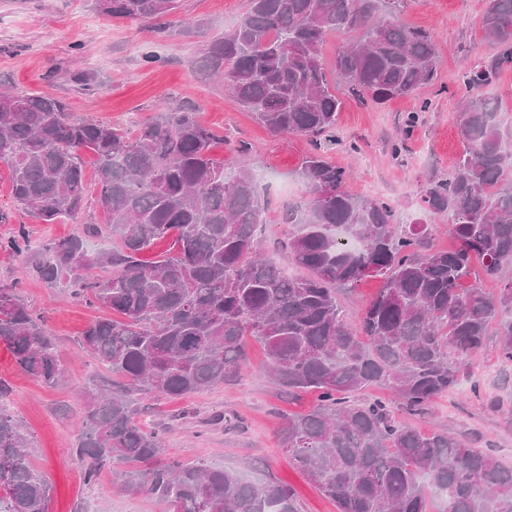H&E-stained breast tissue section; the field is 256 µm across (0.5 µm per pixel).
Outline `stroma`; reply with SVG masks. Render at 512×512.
<instances>
[{
    "label": "stroma",
    "instance_id": "1",
    "mask_svg": "<svg viewBox=\"0 0 512 512\" xmlns=\"http://www.w3.org/2000/svg\"><path fill=\"white\" fill-rule=\"evenodd\" d=\"M247 0H179L177 12L155 26L113 19L94 10L90 0H0V90L50 96L64 101L73 116L135 133L160 108L197 111L198 120L218 139L212 149L228 165L235 150L247 146L263 179L258 190L267 200L263 247L274 254L288 201L304 193L298 171L312 146L292 136H275L257 124L224 89V81L205 70L211 43L233 29ZM485 0H407L400 23L431 32L440 56L437 76L409 97L375 105L350 96L345 86L336 136L321 143L329 160L351 172L352 193L390 201L398 223L422 215L420 194L434 175H447L463 146L457 114L465 96L463 76L473 63L487 62L481 16ZM156 55L142 60L144 50ZM89 75L88 85L74 82ZM414 128H407L410 113ZM0 209L12 216L0 224V236L23 224L32 242L43 244L77 232L104 218L95 201L84 212L57 224H42L17 214L10 176L0 165ZM27 255L0 253V282L17 290L46 331L54 336L65 373L54 387L43 386L18 370L0 343V375L12 386V411L30 443L33 467L52 484L49 512H165L155 499L115 491L111 471L87 484L72 454L81 435L80 393L104 369L77 349L76 339L95 309L63 288L27 278ZM145 427L162 430L169 454L182 462L224 465L251 482L274 478L292 486L302 512H337L335 503L292 463L275 434L288 412H303L314 394L288 398L268 377V362L258 342L249 344V360L238 382L168 401L136 396ZM398 418L428 432L449 429L466 434L478 447L512 462V363L501 361L495 341L471 358L457 386L425 412L397 409Z\"/></svg>",
    "mask_w": 512,
    "mask_h": 512
}]
</instances>
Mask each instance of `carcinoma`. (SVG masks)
Returning a JSON list of instances; mask_svg holds the SVG:
<instances>
[{
	"label": "carcinoma",
	"instance_id": "obj_1",
	"mask_svg": "<svg viewBox=\"0 0 512 512\" xmlns=\"http://www.w3.org/2000/svg\"><path fill=\"white\" fill-rule=\"evenodd\" d=\"M115 18L170 15L178 0H94ZM403 0H248L239 24L213 43L207 66L237 103L275 135L318 140L336 132L342 105L331 88L381 105L434 81L431 33L402 25ZM484 40L493 53L465 75L457 126L463 151L448 176L421 195L423 217L397 224L393 206L353 194L351 173L315 152L301 177L305 201L288 206L280 258L265 255L266 224L253 163L228 172L211 155L214 131L196 113L162 112L130 135L75 118L42 95L0 94V164L16 209L44 224L85 209L84 155L95 156L103 224L48 242L24 275L102 312L77 339L112 374L81 393L83 434L74 445L85 480L116 464L113 486L158 499L168 512H300L293 489L252 483L214 463H183L137 420L133 394L183 398L232 385L247 362L246 337L266 352L274 386L318 392V404L286 417L279 433L295 466L336 502L337 512H512V464L464 437L422 432L392 403L353 401L371 385L408 410L448 392L469 358L496 337L512 362V124L482 98L512 65V0H487ZM346 39L333 67L322 44ZM445 219L455 248L436 249ZM112 237L98 254L93 237ZM168 248L152 260L156 242ZM30 250L26 225L0 236V252ZM480 262L492 293L461 287ZM379 277L383 286L352 326L339 292ZM0 342L24 374L52 387L63 376L55 343L18 294L0 283ZM29 442L0 407V512H48L51 487L33 468Z\"/></svg>",
	"mask_w": 512,
	"mask_h": 512
}]
</instances>
